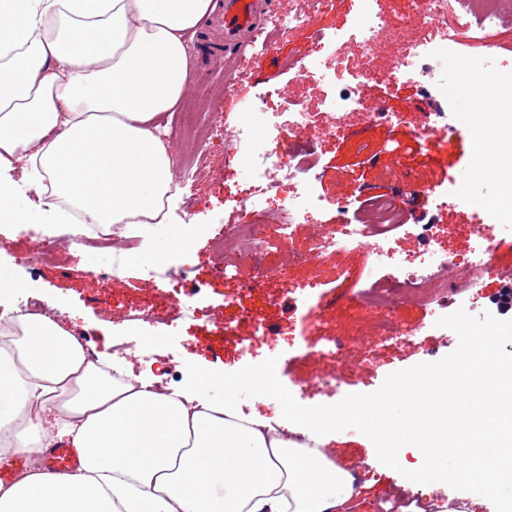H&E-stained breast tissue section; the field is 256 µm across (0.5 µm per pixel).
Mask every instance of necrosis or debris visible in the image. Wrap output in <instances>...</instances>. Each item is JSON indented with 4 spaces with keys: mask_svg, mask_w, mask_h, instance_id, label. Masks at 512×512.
Listing matches in <instances>:
<instances>
[{
    "mask_svg": "<svg viewBox=\"0 0 512 512\" xmlns=\"http://www.w3.org/2000/svg\"><path fill=\"white\" fill-rule=\"evenodd\" d=\"M499 0H410L412 14L423 33L406 39L399 19L384 12L380 0H357L348 32L328 33L317 28L315 20L324 0H304L302 7L278 18L272 31H259L253 41L255 56H263L273 45L275 34L299 28L314 29L318 52L306 61L286 60L288 69L304 86L321 90L320 110L313 113L298 108L282 123L272 122L266 112H240L234 118L233 133L224 142V152L235 159L247 174L248 187L236 204L242 214L260 211L271 214L274 223L294 224L308 218L318 207L320 198L313 191L318 158L314 150L295 143L297 132L314 127L321 138L344 132L350 116L363 112L368 98L379 86H396L409 81L425 82L440 94H447L449 81L471 80L475 64L472 58L450 47L449 31L461 30L464 23L477 20L480 26H494L498 19ZM398 47L396 63L387 69L378 68L374 58L384 44ZM492 224H478L476 235L486 243L480 259L457 257L442 250L427 251L424 256L398 255L389 237L393 227L406 219L395 203H388L375 224H340L328 235L312 241L309 249L296 251L290 236L268 240L264 227L258 223L225 226L216 237L218 253H237L251 259L258 267L253 287L265 284L262 265L267 255L287 257L299 264L320 258L330 252H341L355 244L366 243L367 255L374 268H388L392 281L376 280L358 294L365 306L382 312L376 324L379 335L402 338L405 329L390 317L403 298L416 300L424 307L438 310L448 306V292L440 287L446 270H455L459 281H476L491 267L495 228L512 223V214L493 213ZM119 225L94 223L85 213H77L70 235L54 240L38 257L39 262H58L64 252L85 251L100 256L109 254L110 267H92L93 276L109 282L123 276L130 268H139L149 275H163L168 283H180L181 277L163 269L161 256L144 248L135 235L120 236ZM210 309L193 304L180 296H169L160 309L132 307L123 318L132 326L146 323L169 326L179 319L209 320Z\"/></svg>",
    "mask_w": 512,
    "mask_h": 512,
    "instance_id": "4bbe7bcc",
    "label": "necrosis or debris"
}]
</instances>
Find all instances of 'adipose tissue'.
<instances>
[{
    "instance_id": "1",
    "label": "adipose tissue",
    "mask_w": 512,
    "mask_h": 512,
    "mask_svg": "<svg viewBox=\"0 0 512 512\" xmlns=\"http://www.w3.org/2000/svg\"><path fill=\"white\" fill-rule=\"evenodd\" d=\"M212 0H0V196L21 166L48 195L43 224L68 218L69 201L101 224H153L164 209L172 157L156 120L174 111L190 80L186 36ZM17 356L0 350V415L24 423L0 449L37 456L52 444L78 449L72 472L34 466L0 483V512H359L352 473L318 450L315 417L281 435L229 401L233 385L204 373L165 393L113 378L111 361L88 360L80 339L43 312L23 316ZM502 341L489 326L468 343L471 362L429 368L325 422L372 428L392 458L414 448L411 476L435 485L454 473L486 497L503 440L484 432L483 463L466 464L454 420L417 433L432 405L512 400V365L479 369ZM224 398H217V391Z\"/></svg>"
}]
</instances>
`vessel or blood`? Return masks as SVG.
<instances>
[{"label": "vessel or blood", "instance_id": "obj_1", "mask_svg": "<svg viewBox=\"0 0 512 512\" xmlns=\"http://www.w3.org/2000/svg\"><path fill=\"white\" fill-rule=\"evenodd\" d=\"M276 0H215L214 10L210 13L208 23L224 34L226 49L238 54H245L266 15ZM42 456L49 462L51 471L57 473L76 469L81 461L76 449L62 445L45 448Z\"/></svg>", "mask_w": 512, "mask_h": 512}]
</instances>
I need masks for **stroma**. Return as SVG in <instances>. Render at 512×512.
Returning a JSON list of instances; mask_svg holds the SVG:
<instances>
[{"label": "stroma", "instance_id": "35a3bbf8", "mask_svg": "<svg viewBox=\"0 0 512 512\" xmlns=\"http://www.w3.org/2000/svg\"><path fill=\"white\" fill-rule=\"evenodd\" d=\"M314 30V29H313ZM309 28L297 29L278 38L273 50L261 57L259 64L248 63L230 53L220 61H205L199 43L190 51L191 76L186 98L207 100L211 111L223 116L237 112H285L297 107L318 111L320 96L311 88L292 81L281 63L282 58L305 60L317 51ZM470 45V55L477 62L512 63V0H505L502 18L494 31L471 26L462 36ZM233 71L237 81L233 94L224 92V74ZM443 104L432 88L408 83L377 88L369 109L384 107L383 117L371 120L352 118L348 133L330 139L319 138L315 129L299 133L298 142L315 146L323 174L318 191L323 202L315 217L307 222L283 228L266 224L269 240L290 233L297 251L307 250L312 238L327 234L339 224L366 221L370 204L378 199L399 198L411 223L436 224L438 237L425 241L415 235L396 231L395 247L408 255L420 254L427 247L444 248L462 255L469 251L474 236L472 226L487 221L501 195L471 201L463 209L443 210L436 198L455 197L462 189L454 177L459 168L473 167L478 154L475 141L465 130L471 116L461 101H454L456 140L441 141L425 148L414 138L415 121L424 112L437 111ZM391 113L400 114L401 122L388 121ZM176 121L167 118L162 128L173 156H187L198 162L197 177L186 194L173 198L174 221L167 237L153 240V247L164 251L166 268L189 267L183 283L199 305L212 309L211 321L183 319L173 326L158 329L131 328L121 314L130 305L144 308L158 306L160 278L130 269L111 284V303L98 301V280L86 273L85 261L68 259L61 265L20 263V256H37L45 247L43 237L26 224H1L0 270L24 282L18 295L36 303L38 309L53 311L57 320L73 327L76 336L90 342L101 353H111L113 345L135 343L134 353L122 363L135 376L157 374L162 385L180 387L187 383L190 369H203L232 382L242 376L275 374L280 382L296 380L301 386L294 397L299 413L316 412L338 406L368 401L387 390L397 378L414 374L422 368L462 362L470 336L487 322H495L504 333L512 334V319L500 316L492 303L499 292L496 272L483 275L476 287L463 292L449 291L448 308H470L468 317L443 325L430 310L406 302L395 314L399 325L412 329L413 335L389 340L371 335L373 311L357 301L358 291L370 281L364 248L333 254L304 265H283L280 257H271V277L278 280V299L269 304L256 294H235L232 283L219 276L211 263V236L227 224H236L241 216L236 200L246 183L236 174L224 153L223 136L207 140L203 150L194 152L175 134ZM435 188L436 197L424 196V188ZM349 203L347 212L336 208L337 200ZM204 224L208 234L195 240V255L187 257L175 241L183 225ZM317 305V321L306 320L309 305ZM262 321L274 332V342L258 344L251 355L242 356L240 337L250 335L254 321ZM340 336L347 343V357L315 358L299 351L300 342L321 349L326 337ZM340 373V389L329 391L318 386L321 375ZM328 448L337 461L370 482L363 512H378L383 501L418 499L443 504L467 500L470 483L449 476L434 488L411 483L410 473L393 463L382 449L377 435L365 427L336 426L324 429Z\"/></svg>", "mask_w": 512, "mask_h": 512}]
</instances>
